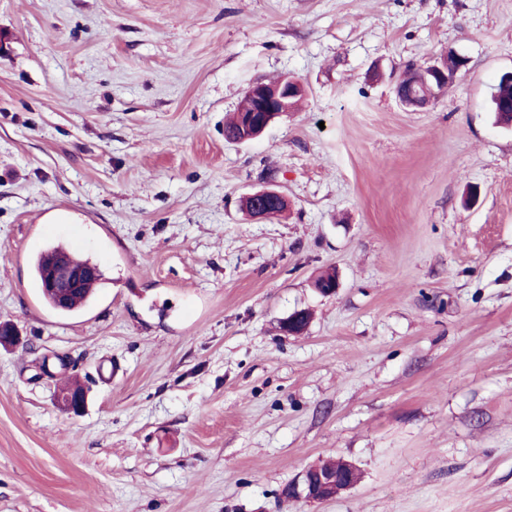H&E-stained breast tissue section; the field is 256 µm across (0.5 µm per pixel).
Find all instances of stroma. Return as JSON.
<instances>
[{"label": "stroma", "instance_id": "obj_1", "mask_svg": "<svg viewBox=\"0 0 512 512\" xmlns=\"http://www.w3.org/2000/svg\"><path fill=\"white\" fill-rule=\"evenodd\" d=\"M511 69L512 0H0V512H512ZM262 187L286 216L243 213ZM50 242L110 254L83 312L42 300ZM336 457L355 487L283 498ZM466 64L464 58L453 54H444L422 70L408 69L399 79L396 90L398 92L403 88L411 93L408 96L398 94L399 101L407 108H415L435 100L456 80ZM424 71L428 79H425L423 83L424 76L422 75L420 76L422 83H420L418 76ZM246 94L248 96H244L238 112L224 126V135L228 139L236 136L240 127L237 142L253 140L263 134L277 117L290 111L289 100L303 96L305 88L299 81L285 77L274 83H254ZM250 109L251 116L241 123L242 112ZM256 200H260L262 202V206H260ZM245 201H247L249 205L253 204L254 206L251 209L250 215L253 220H266L270 217L266 209V203L268 201L280 202L286 206L284 195L280 191L269 188L259 189L249 193L246 196Z\"/></svg>", "mask_w": 512, "mask_h": 512}]
</instances>
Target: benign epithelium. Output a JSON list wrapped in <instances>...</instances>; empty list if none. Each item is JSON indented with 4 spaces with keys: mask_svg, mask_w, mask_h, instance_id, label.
I'll list each match as a JSON object with an SVG mask.
<instances>
[{
    "mask_svg": "<svg viewBox=\"0 0 512 512\" xmlns=\"http://www.w3.org/2000/svg\"><path fill=\"white\" fill-rule=\"evenodd\" d=\"M465 66V59L453 54H444L424 68L427 79L422 83L418 80L420 71L408 69L399 79L396 90L406 89L410 94L398 95L399 101L407 108H415L435 100L456 80ZM304 94V86L299 81L287 77L274 83L252 84L247 90L248 97L253 101L251 116L241 123L238 141L245 142L259 137L277 117L290 111V99ZM245 201L253 205L251 218L254 220L269 218L265 203H286L281 192L269 188L249 193ZM96 274L97 269L93 266L81 268L56 262L46 269L43 284L44 288L64 304L76 289ZM61 400L67 411L77 415L84 408L85 394L82 391L65 392L61 395ZM360 479L358 468L346 460L336 472L324 473L313 466L307 468L288 483V491L300 499L322 502L330 499L328 490L331 487L340 486L345 491L358 484Z\"/></svg>",
    "mask_w": 512,
    "mask_h": 512,
    "instance_id": "benign-epithelium-1",
    "label": "benign epithelium"
}]
</instances>
